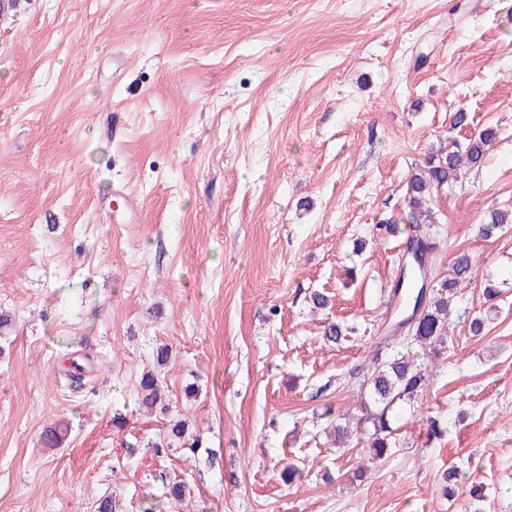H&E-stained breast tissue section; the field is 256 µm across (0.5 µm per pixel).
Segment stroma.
<instances>
[{"label": "stroma", "mask_w": 512, "mask_h": 512, "mask_svg": "<svg viewBox=\"0 0 512 512\" xmlns=\"http://www.w3.org/2000/svg\"><path fill=\"white\" fill-rule=\"evenodd\" d=\"M486 127L484 165L430 202L434 280L458 251L473 280L372 461L365 434L328 440L326 414H359L394 318L409 175ZM504 207L512 0L1 10L0 512H96L105 495L120 512H512V225L479 232ZM147 373L165 409L141 408ZM176 417L199 447L170 441Z\"/></svg>", "instance_id": "1"}]
</instances>
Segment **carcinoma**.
Segmentation results:
<instances>
[{
	"mask_svg": "<svg viewBox=\"0 0 512 512\" xmlns=\"http://www.w3.org/2000/svg\"><path fill=\"white\" fill-rule=\"evenodd\" d=\"M496 137L494 129L485 128L462 145L452 143L448 152L429 156L423 168L411 174L407 182L408 217L415 224L407 249L415 253L419 269L414 274L417 288L410 296L409 313L397 327L407 329L411 342L426 354H439V346L448 336L451 303L461 285L470 283L472 271L471 257L460 252L452 258L453 277L435 285L429 281L434 246L429 243L428 225L434 223V218L427 207L428 198L433 190L458 181L465 169L482 165ZM505 224H512V210L494 209L489 213V222L480 225L479 231L487 237ZM427 385L425 369L407 351L376 363L370 377L363 381L361 403L364 422L371 430L374 459L384 457L391 447L394 410L415 402ZM162 399L158 380L145 376L141 381V404L152 408Z\"/></svg>",
	"mask_w": 512,
	"mask_h": 512,
	"instance_id": "obj_1",
	"label": "carcinoma"
}]
</instances>
